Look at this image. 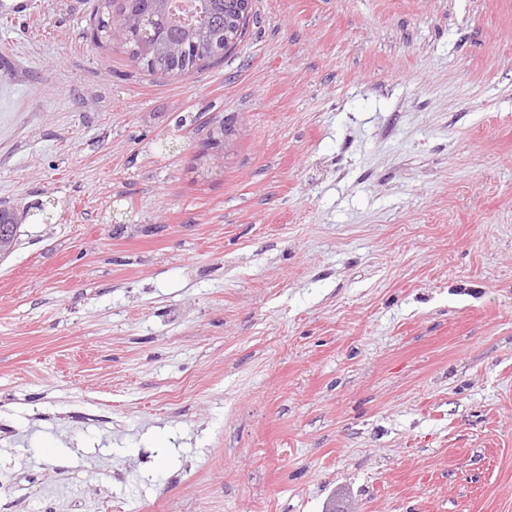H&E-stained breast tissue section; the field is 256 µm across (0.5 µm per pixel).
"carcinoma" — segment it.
Wrapping results in <instances>:
<instances>
[{
	"label": "carcinoma",
	"mask_w": 512,
	"mask_h": 512,
	"mask_svg": "<svg viewBox=\"0 0 512 512\" xmlns=\"http://www.w3.org/2000/svg\"><path fill=\"white\" fill-rule=\"evenodd\" d=\"M133 13L144 25L118 27L97 19L91 39H117L132 62L150 74L187 75L217 64L242 41L250 20L244 0H195L194 14L175 13L173 0H123L118 14Z\"/></svg>",
	"instance_id": "carcinoma-1"
}]
</instances>
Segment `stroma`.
<instances>
[{"mask_svg": "<svg viewBox=\"0 0 512 512\" xmlns=\"http://www.w3.org/2000/svg\"><path fill=\"white\" fill-rule=\"evenodd\" d=\"M0 0L13 512H512V0H252L151 76Z\"/></svg>", "mask_w": 512, "mask_h": 512, "instance_id": "stroma-1", "label": "stroma"}]
</instances>
